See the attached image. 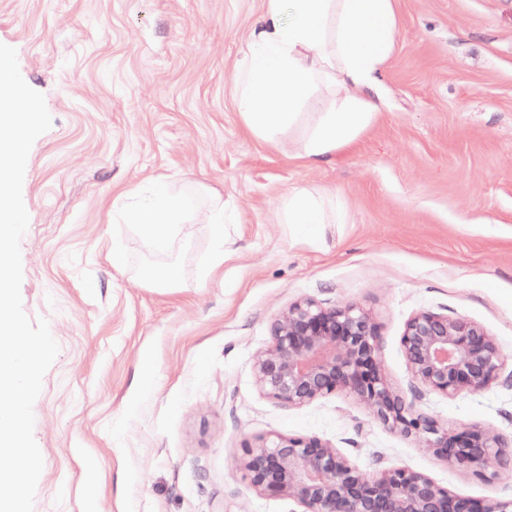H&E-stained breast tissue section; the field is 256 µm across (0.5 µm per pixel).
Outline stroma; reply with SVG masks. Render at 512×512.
<instances>
[{
  "instance_id": "35a3bbf8",
  "label": "stroma",
  "mask_w": 512,
  "mask_h": 512,
  "mask_svg": "<svg viewBox=\"0 0 512 512\" xmlns=\"http://www.w3.org/2000/svg\"><path fill=\"white\" fill-rule=\"evenodd\" d=\"M267 0H0L51 128L22 196L23 308L59 352L34 404L43 457L33 512H301L236 470L246 440L310 434L366 472L406 466L475 498L512 497V471L455 467L344 395L290 407L256 385L255 355L288 305H354L379 326L391 384L422 309L481 324L512 372V0H394L397 35L367 97L377 112L313 164L299 133L268 141L237 109L248 40ZM201 186L224 205V262L200 276L208 198L159 253L125 223L127 193ZM324 203L317 242L289 196ZM122 260H115V249ZM181 261L182 288L141 269ZM419 408L441 424L512 438V386Z\"/></svg>"
}]
</instances>
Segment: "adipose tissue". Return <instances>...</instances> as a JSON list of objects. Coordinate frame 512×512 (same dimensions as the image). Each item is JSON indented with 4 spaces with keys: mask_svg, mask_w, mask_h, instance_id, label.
Segmentation results:
<instances>
[{
    "mask_svg": "<svg viewBox=\"0 0 512 512\" xmlns=\"http://www.w3.org/2000/svg\"><path fill=\"white\" fill-rule=\"evenodd\" d=\"M393 15V0H267L240 77L237 106L247 129L274 140L298 123L311 86L326 80L339 92L336 108L319 113L309 127L305 156L318 162L352 143L376 112L361 93L372 88L394 42ZM188 212L185 195L159 186L139 196L130 221L150 244L167 251ZM322 212L315 196L288 200V222L301 237H319Z\"/></svg>",
    "mask_w": 512,
    "mask_h": 512,
    "instance_id": "ef3b65f1",
    "label": "adipose tissue"
}]
</instances>
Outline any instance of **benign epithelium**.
I'll return each mask as SVG.
<instances>
[{
  "instance_id": "obj_1",
  "label": "benign epithelium",
  "mask_w": 512,
  "mask_h": 512,
  "mask_svg": "<svg viewBox=\"0 0 512 512\" xmlns=\"http://www.w3.org/2000/svg\"><path fill=\"white\" fill-rule=\"evenodd\" d=\"M271 336L253 363L255 382L270 398L303 406L329 395L349 396L366 404L383 426L481 478L491 457L512 469L507 440L472 426L449 429L414 405L425 391L448 398L512 382L499 345L479 323L431 310L408 320L400 346L412 378L409 396L387 379L377 325L359 307L306 298L274 319ZM237 469L263 494L292 500L302 512H512V498H473L408 467H378L368 474L314 435L247 441Z\"/></svg>"
}]
</instances>
